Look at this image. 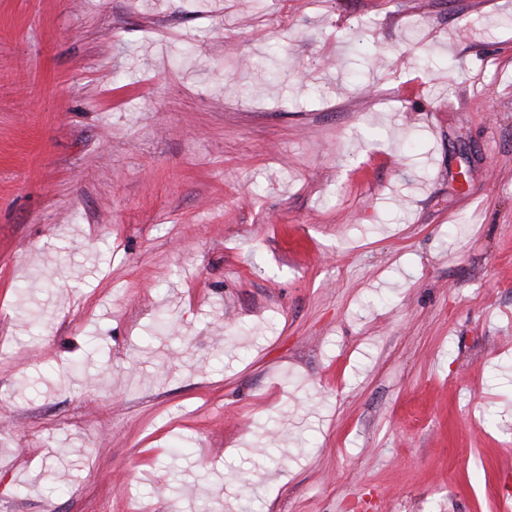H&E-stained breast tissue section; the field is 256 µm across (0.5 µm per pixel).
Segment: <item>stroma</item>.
<instances>
[{
  "mask_svg": "<svg viewBox=\"0 0 512 512\" xmlns=\"http://www.w3.org/2000/svg\"><path fill=\"white\" fill-rule=\"evenodd\" d=\"M512 504V0H0V512Z\"/></svg>",
  "mask_w": 512,
  "mask_h": 512,
  "instance_id": "1",
  "label": "stroma"
}]
</instances>
